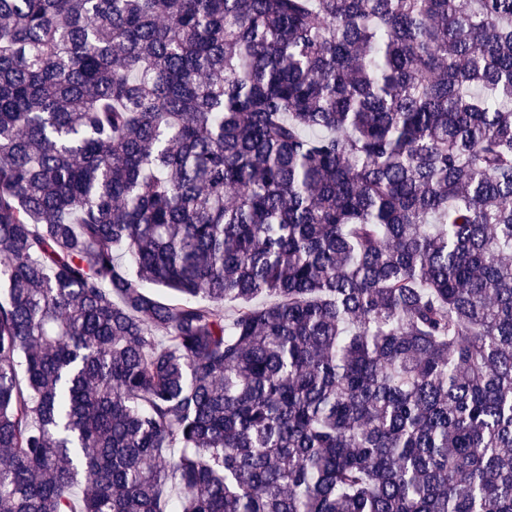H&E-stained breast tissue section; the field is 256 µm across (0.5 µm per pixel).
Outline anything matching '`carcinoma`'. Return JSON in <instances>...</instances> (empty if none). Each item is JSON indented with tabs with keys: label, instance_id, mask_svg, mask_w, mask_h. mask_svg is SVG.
<instances>
[{
	"label": "carcinoma",
	"instance_id": "carcinoma-1",
	"mask_svg": "<svg viewBox=\"0 0 512 512\" xmlns=\"http://www.w3.org/2000/svg\"><path fill=\"white\" fill-rule=\"evenodd\" d=\"M170 482L512 512V0H0V512Z\"/></svg>",
	"mask_w": 512,
	"mask_h": 512
}]
</instances>
